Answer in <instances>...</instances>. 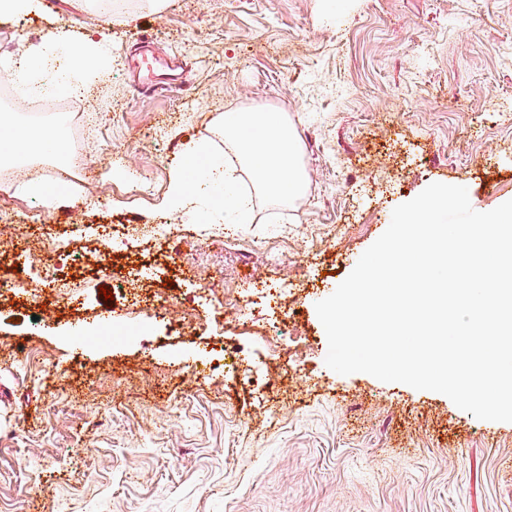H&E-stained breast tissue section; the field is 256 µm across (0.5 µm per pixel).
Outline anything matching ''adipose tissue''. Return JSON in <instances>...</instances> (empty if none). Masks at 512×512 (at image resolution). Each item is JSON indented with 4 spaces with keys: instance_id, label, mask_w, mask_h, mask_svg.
Returning <instances> with one entry per match:
<instances>
[{
    "instance_id": "adipose-tissue-1",
    "label": "adipose tissue",
    "mask_w": 512,
    "mask_h": 512,
    "mask_svg": "<svg viewBox=\"0 0 512 512\" xmlns=\"http://www.w3.org/2000/svg\"><path fill=\"white\" fill-rule=\"evenodd\" d=\"M51 46L40 48L35 55L21 58L19 76L54 69L70 76L72 90L84 86L83 63L97 62L101 45L95 41L73 39L68 30L52 35ZM224 143L234 155L227 162L211 156L204 144L188 142L181 166L170 174V199L179 207H191L202 195L211 194L215 185L249 177L254 191L246 196L224 199L226 212L250 216L263 201L294 204L302 195L306 180L299 163L301 145L280 114L262 112H228L224 115ZM203 165L204 174L190 178L189 168Z\"/></svg>"
}]
</instances>
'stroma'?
<instances>
[{
    "instance_id": "35a3bbf8",
    "label": "stroma",
    "mask_w": 512,
    "mask_h": 512,
    "mask_svg": "<svg viewBox=\"0 0 512 512\" xmlns=\"http://www.w3.org/2000/svg\"><path fill=\"white\" fill-rule=\"evenodd\" d=\"M60 27L107 36L79 103L93 124L54 122L84 138L87 175L48 204L32 168L0 208L80 253L79 225H112V275L72 272L59 314L0 303V512H512V423L334 372L315 309L429 184L480 212L512 200V0H132L109 23L94 0H53L1 19L0 44L18 59ZM145 34L188 85L136 92ZM270 109L301 142L299 201L230 235L214 198L193 218L170 206L188 141L223 154L225 113ZM155 224L171 230L133 238ZM132 263L146 295L188 310L206 286L226 305L175 334L127 301ZM223 346L242 353L215 360Z\"/></svg>"
}]
</instances>
